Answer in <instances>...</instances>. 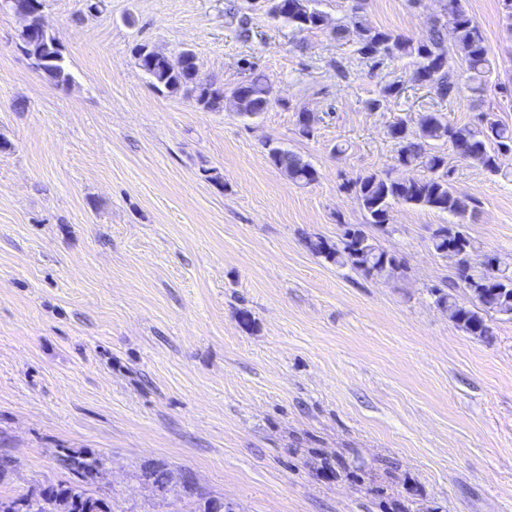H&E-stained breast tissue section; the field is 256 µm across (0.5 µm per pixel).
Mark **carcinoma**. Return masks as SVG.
<instances>
[{"label":"carcinoma","mask_w":512,"mask_h":512,"mask_svg":"<svg viewBox=\"0 0 512 512\" xmlns=\"http://www.w3.org/2000/svg\"><path fill=\"white\" fill-rule=\"evenodd\" d=\"M31 14L32 32L21 34V49L35 60L36 67L58 84L71 80L63 56L62 45L55 34L44 33L41 26L42 0H23ZM318 0H273L268 14L287 23L298 32L319 28L324 13L316 6ZM349 25L336 26V38L344 39L348 26H353L357 37L359 57L376 68L384 61L414 59L411 80L429 88L437 100L456 99L461 84L480 96L496 72L485 37L479 25L468 14L463 0H441L440 13L428 23L424 38L414 40L390 31L377 29L364 22L362 0H354ZM459 57L462 69L448 70V56ZM136 63L149 73L151 86L169 94L182 93L208 111L224 108V85L198 78L195 55L181 52L178 65L148 49L146 45L134 48ZM250 74L231 93L236 111L241 115H257L270 104V83L254 62L248 63ZM388 134L399 145L400 165L411 168L420 163L427 174L392 178L372 172L347 181L366 213L367 223L384 227L390 223L395 203L412 204L452 215H464L474 199L457 191L450 179L448 155L431 151L430 143L441 141L450 145L457 157L476 159L491 174L500 172L499 156L512 152V126L499 120L493 112H481L477 121L457 125L448 122L443 112H424L419 115L417 131L411 132L405 120L389 126ZM268 157L288 179L304 185L318 179V171L304 158L278 145H268ZM434 249L446 256L458 255L473 247V242L457 226H442L432 236ZM305 246L316 256L343 266L350 265L372 279L393 277L404 271V265L395 255L379 248L359 228H346L341 246L317 237L305 239ZM457 276L477 301L474 308L458 302L450 293L439 294L437 302L448 309V316L472 336H490L486 316L495 313L512 317V271L501 267L498 257L488 258L479 269L460 265ZM61 466L76 480L57 486H48L34 494L40 499L39 512H108V504L95 498L85 488L98 473V461L80 452L62 451L58 455Z\"/></svg>","instance_id":"carcinoma-1"}]
</instances>
